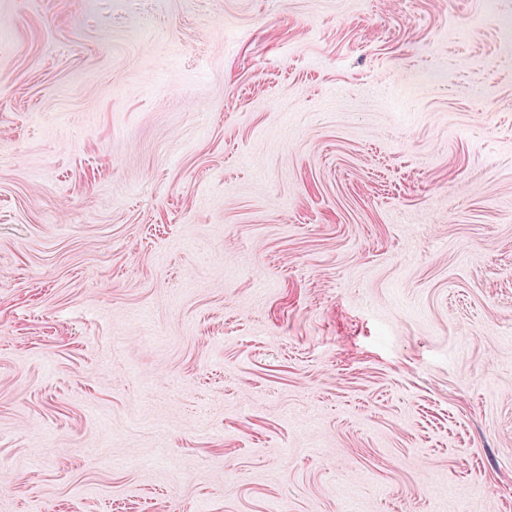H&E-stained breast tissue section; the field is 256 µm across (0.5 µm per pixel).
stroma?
I'll use <instances>...</instances> for the list:
<instances>
[{
    "mask_svg": "<svg viewBox=\"0 0 512 512\" xmlns=\"http://www.w3.org/2000/svg\"><path fill=\"white\" fill-rule=\"evenodd\" d=\"M0 512H512V0H0Z\"/></svg>",
    "mask_w": 512,
    "mask_h": 512,
    "instance_id": "35a3bbf8",
    "label": "stroma"
}]
</instances>
